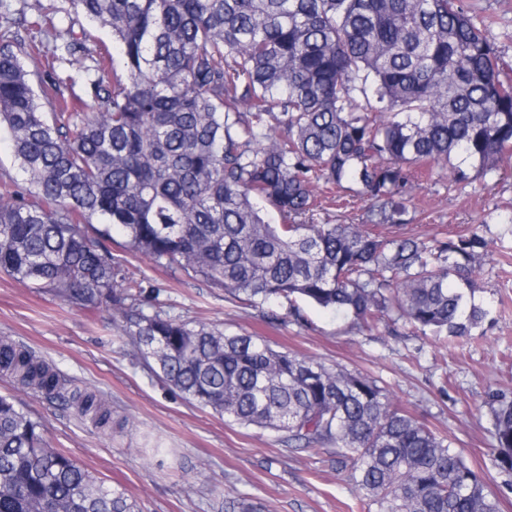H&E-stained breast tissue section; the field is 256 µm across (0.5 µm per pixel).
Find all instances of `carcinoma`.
<instances>
[{
	"label": "carcinoma",
	"instance_id": "cac0c4a2",
	"mask_svg": "<svg viewBox=\"0 0 512 512\" xmlns=\"http://www.w3.org/2000/svg\"><path fill=\"white\" fill-rule=\"evenodd\" d=\"M59 0L0 12V128L28 196L0 184V272L79 305L113 308L185 399L288 445H332L374 512H499L459 451L401 411L376 382L204 321L148 314L119 264L89 235L175 265L235 302H304L366 326L394 316L422 332L470 336L487 310L476 233L422 241L364 224H304L318 185L370 203L399 226L410 171L485 182L512 162V80L486 20L461 0ZM112 30L124 74L93 54ZM69 37L101 112L68 107V79L43 104L21 57ZM249 110H239V103ZM279 128L284 137L275 136ZM270 208L282 223L267 222ZM0 370L50 394L52 367L0 336ZM494 466L512 471V398L493 393ZM80 412L108 421L101 401ZM141 512L50 448L31 414L0 395V512ZM80 27L87 28L95 37V44L91 45L102 52L108 50L112 57V32L111 29L98 23H91L85 20L82 16L77 18L74 32L76 36H80Z\"/></svg>",
	"mask_w": 512,
	"mask_h": 512
}]
</instances>
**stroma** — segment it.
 Segmentation results:
<instances>
[{"label":"stroma","instance_id":"stroma-1","mask_svg":"<svg viewBox=\"0 0 512 512\" xmlns=\"http://www.w3.org/2000/svg\"><path fill=\"white\" fill-rule=\"evenodd\" d=\"M470 14L487 18L512 78V0H463ZM54 69L32 67L36 93L55 77L72 76L67 95L82 112L99 104L87 76L61 41H48ZM312 223L361 224L367 204L349 191L322 192ZM400 234L428 239L477 231L487 241L480 287L473 300L487 309L472 336L424 334L380 318L362 326L313 306L294 321L287 303L245 308L223 289L101 239L139 290L145 311L203 320L231 334L264 339L273 349L311 358L373 379L401 410L460 451L498 495L500 512H512V472L492 463L489 392L512 397V169L487 178L475 191L448 178L440 165L414 168ZM114 310L77 305L51 289L0 273V336H8L59 370L65 391L45 396L0 374V394L38 419L50 447L65 451L106 485L119 487L143 512H224L246 498L260 512H368L335 447H291L283 433L244 427L190 404L144 361L122 334ZM101 394L112 421L95 427L68 393Z\"/></svg>","mask_w":512,"mask_h":512}]
</instances>
